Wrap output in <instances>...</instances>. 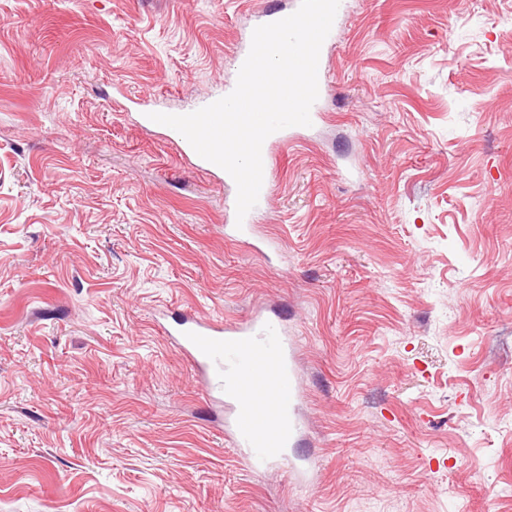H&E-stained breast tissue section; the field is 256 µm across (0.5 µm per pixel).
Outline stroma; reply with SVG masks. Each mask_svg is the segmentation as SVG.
Wrapping results in <instances>:
<instances>
[{
    "instance_id": "35a3bbf8",
    "label": "stroma",
    "mask_w": 512,
    "mask_h": 512,
    "mask_svg": "<svg viewBox=\"0 0 512 512\" xmlns=\"http://www.w3.org/2000/svg\"><path fill=\"white\" fill-rule=\"evenodd\" d=\"M292 0H0V512H512V0H347L325 117L224 238L147 107ZM283 314L303 421L249 471L166 339Z\"/></svg>"
}]
</instances>
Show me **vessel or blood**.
Wrapping results in <instances>:
<instances>
[{"instance_id": "b4317fda", "label": "vessel or blood", "mask_w": 512, "mask_h": 512, "mask_svg": "<svg viewBox=\"0 0 512 512\" xmlns=\"http://www.w3.org/2000/svg\"><path fill=\"white\" fill-rule=\"evenodd\" d=\"M270 185L263 180L256 209L242 225H225V235L238 241L256 236ZM165 333L191 357L206 399L224 405L225 434L249 469L261 473L285 460L299 427L293 411L299 390L292 371L296 340L281 321L255 316L228 325L182 313Z\"/></svg>"}]
</instances>
